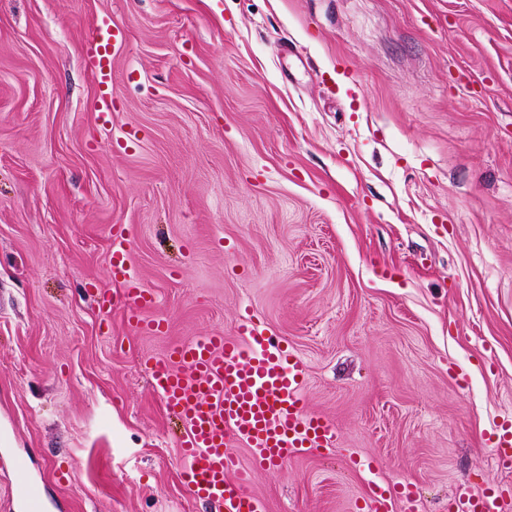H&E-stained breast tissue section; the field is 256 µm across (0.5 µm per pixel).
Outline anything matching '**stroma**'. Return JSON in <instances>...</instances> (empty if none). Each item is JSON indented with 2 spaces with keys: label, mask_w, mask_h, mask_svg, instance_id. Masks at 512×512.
<instances>
[{
  "label": "stroma",
  "mask_w": 512,
  "mask_h": 512,
  "mask_svg": "<svg viewBox=\"0 0 512 512\" xmlns=\"http://www.w3.org/2000/svg\"><path fill=\"white\" fill-rule=\"evenodd\" d=\"M116 224L160 333L97 307ZM249 315L337 436L267 512L512 485V0H0V512H214L149 369ZM121 32L112 23L110 15L97 16L88 26L82 46L83 62L93 77L99 93L95 110L100 113L112 110V53ZM21 504V512H44L45 504L41 494L28 484H22L16 491ZM401 503V511L417 512V497L409 485L384 487L372 483L365 498V508L368 512H392L394 505Z\"/></svg>",
  "instance_id": "stroma-1"
}]
</instances>
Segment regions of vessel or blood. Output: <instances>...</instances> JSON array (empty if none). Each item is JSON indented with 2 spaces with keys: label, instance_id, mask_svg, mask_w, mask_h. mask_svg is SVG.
Returning <instances> with one entry per match:
<instances>
[{
  "label": "vessel or blood",
  "instance_id": "obj_1",
  "mask_svg": "<svg viewBox=\"0 0 512 512\" xmlns=\"http://www.w3.org/2000/svg\"><path fill=\"white\" fill-rule=\"evenodd\" d=\"M119 36L108 15L96 17L85 33L83 62L98 87L95 109L100 113L112 109L111 50ZM112 237V276L123 289L116 296L103 294V308L121 307L136 329L160 328V320L144 316L156 298L129 272L124 226L113 225ZM243 331L240 341L214 335L176 345L169 363L151 369L166 407L185 423L181 446L191 490L219 512H265L260 499L245 493L246 473L230 444L246 446L255 465L273 469L334 443L330 422L306 409L304 361L287 346L272 342L266 329L253 321H246ZM506 494L500 485L480 493L463 485L450 512H502ZM397 506L403 512H417L410 486L370 484L367 512H393Z\"/></svg>",
  "mask_w": 512,
  "mask_h": 512
}]
</instances>
